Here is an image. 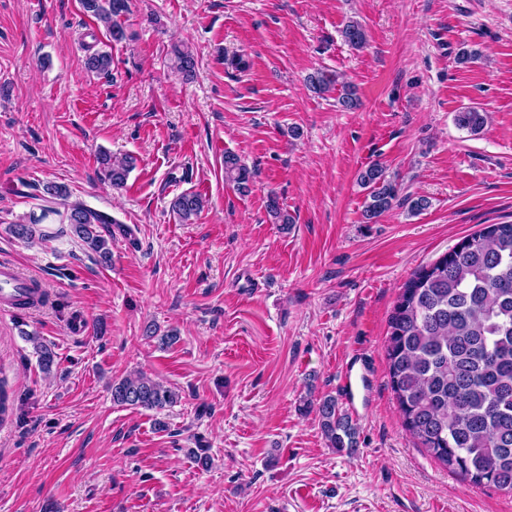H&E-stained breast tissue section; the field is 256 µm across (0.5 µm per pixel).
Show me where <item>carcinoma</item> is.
Instances as JSON below:
<instances>
[{
	"label": "carcinoma",
	"instance_id": "obj_1",
	"mask_svg": "<svg viewBox=\"0 0 512 512\" xmlns=\"http://www.w3.org/2000/svg\"><path fill=\"white\" fill-rule=\"evenodd\" d=\"M86 11L106 27L115 42L126 39L121 22L127 0H83ZM348 45L367 42L365 27L349 22L342 31ZM176 68L188 75L193 54L174 48ZM88 68L107 72L111 54L97 52ZM317 94L338 86L334 73L317 71L309 77ZM486 113L465 107L455 122L472 133L484 130ZM104 180L113 188L125 186L133 169L132 157H99ZM224 176L241 193L250 190L252 173L231 153L224 155ZM368 190L366 222L373 223L398 202V185L375 161L358 175ZM41 200L40 214L30 213L8 232L15 239L32 242L47 237L39 224L56 216L68 225L90 257L108 264V225L117 220L82 201L69 200V191L56 184L34 187ZM203 198L181 193L171 201L172 211L188 223L203 210ZM267 208L275 223L288 225L292 218L271 195ZM42 369L51 370L55 354L39 337L27 335ZM390 385L398 403L402 426L418 445L449 473L474 486H494L512 492V223L489 224L463 238L450 252L417 270L405 283L389 318L386 344ZM178 394L152 378L139 374L112 382V401L119 406L162 410L177 402ZM328 446L341 451L356 447V428L340 413L336 398L326 395L317 407ZM14 414V399L7 381L0 378V424Z\"/></svg>",
	"mask_w": 512,
	"mask_h": 512
}]
</instances>
